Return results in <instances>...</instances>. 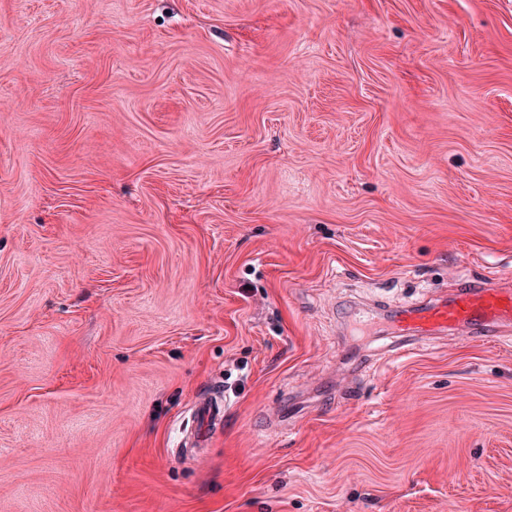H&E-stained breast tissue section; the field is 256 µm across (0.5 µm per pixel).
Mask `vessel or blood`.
Returning <instances> with one entry per match:
<instances>
[{"instance_id":"obj_1","label":"vessel or blood","mask_w":512,"mask_h":512,"mask_svg":"<svg viewBox=\"0 0 512 512\" xmlns=\"http://www.w3.org/2000/svg\"><path fill=\"white\" fill-rule=\"evenodd\" d=\"M393 330L390 355H399L413 341L448 333L489 336L512 325V291L492 283H462L452 294L406 303L386 314ZM196 426L188 447L205 446L224 423V393L217 390L199 399L193 409Z\"/></svg>"}]
</instances>
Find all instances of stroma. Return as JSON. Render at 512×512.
I'll return each instance as SVG.
<instances>
[{"label":"stroma","instance_id":"stroma-1","mask_svg":"<svg viewBox=\"0 0 512 512\" xmlns=\"http://www.w3.org/2000/svg\"><path fill=\"white\" fill-rule=\"evenodd\" d=\"M464 279L512 0H0V512H512V333L353 328ZM196 427L185 443L189 448H203L211 433H215L224 423V391L219 388L199 399L193 409Z\"/></svg>","mask_w":512,"mask_h":512}]
</instances>
